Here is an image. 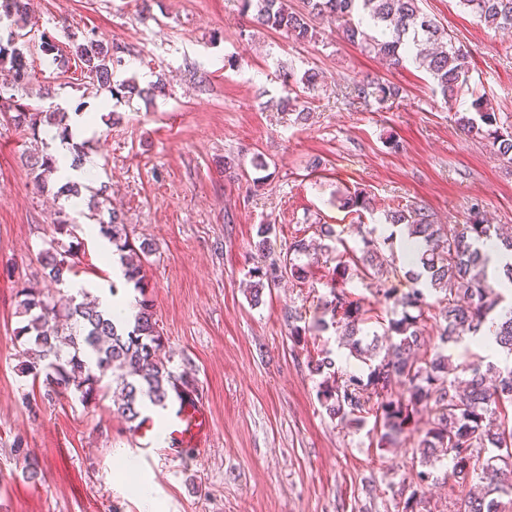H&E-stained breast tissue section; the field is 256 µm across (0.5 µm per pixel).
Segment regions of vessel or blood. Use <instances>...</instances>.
Segmentation results:
<instances>
[{"label": "vessel or blood", "instance_id": "obj_1", "mask_svg": "<svg viewBox=\"0 0 512 512\" xmlns=\"http://www.w3.org/2000/svg\"><path fill=\"white\" fill-rule=\"evenodd\" d=\"M211 431L204 404L194 397L175 395L163 409L145 415L133 438L145 456L167 460L180 451L206 447Z\"/></svg>", "mask_w": 512, "mask_h": 512}]
</instances>
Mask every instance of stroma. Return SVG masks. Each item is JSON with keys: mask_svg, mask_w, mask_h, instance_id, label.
Listing matches in <instances>:
<instances>
[{"mask_svg": "<svg viewBox=\"0 0 512 512\" xmlns=\"http://www.w3.org/2000/svg\"><path fill=\"white\" fill-rule=\"evenodd\" d=\"M39 22L29 85L0 90V512H397L392 489L419 466L417 437L382 451L368 428L331 420L317 399L310 358L331 351L340 368L357 369L334 331L309 332L294 346L288 310L305 322L320 315L334 249L322 250L304 281L284 280L251 301L252 268L281 260L297 238L320 227H381L387 206L422 205L439 224H460L472 206L512 226V165L488 140L459 126L474 95L491 103L500 131L512 132V33L486 27L457 0H422L473 68L468 90L446 103L424 69L387 67L321 22L317 42L297 43L255 26L240 0H30ZM122 48L126 75L140 87L164 80L153 101L105 100L61 72L40 49L41 34L65 45L67 33ZM313 68L318 91L303 95L307 123L276 109L281 74ZM377 78L401 87L377 103L349 97L353 83ZM28 112L58 106L69 113L110 108L79 139L95 162L88 184L107 189L134 244L152 247L144 263L169 369L194 388L212 421L209 448L182 460L143 462L113 402L85 406L74 396L45 400L21 371L25 347L16 291L54 285L40 252L60 214L79 225L106 210L66 208L56 187L37 191L24 162L47 152L12 122L15 103ZM262 158L264 168L253 165ZM362 190L372 211L355 215L337 202ZM271 224L267 251L259 225ZM77 281L91 293L113 282L95 240L80 234ZM37 456L40 480L23 474L16 443ZM449 461L417 512H456L466 491L448 479Z\"/></svg>", "mask_w": 512, "mask_h": 512, "instance_id": "obj_1", "label": "stroma"}]
</instances>
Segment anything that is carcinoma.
<instances>
[{
    "instance_id": "carcinoma-1",
    "label": "carcinoma",
    "mask_w": 512,
    "mask_h": 512,
    "mask_svg": "<svg viewBox=\"0 0 512 512\" xmlns=\"http://www.w3.org/2000/svg\"><path fill=\"white\" fill-rule=\"evenodd\" d=\"M421 0H303V9L288 8L286 0H241L242 10L253 13L258 24L291 35L298 42L318 40V19L336 26L342 38L360 52L382 56L396 69L412 59L425 69L443 97L457 96L471 79L468 54L457 47L439 22L425 14ZM459 6L474 13L489 28L512 29V0H458ZM0 69L11 73L13 83L30 82L32 63L24 52V36L36 26L25 0H0ZM43 52L53 54L58 69H69V62L81 64L88 85L106 90L120 100L128 95L151 99L165 94L158 83L144 89L130 79L120 78L123 58L119 47L105 43L90 33L72 39L69 50L51 37L41 35ZM285 95L280 110L295 114V121H308L310 112L299 108L301 93L318 89L319 73L314 68L296 77L294 70L283 73ZM352 93L359 99H396L399 87L391 82L371 80L356 83ZM14 123L32 137L40 127L58 130L61 140L68 133V113L56 107L30 114L24 105H15ZM496 121L488 100L477 98L471 111L462 113L458 123L469 134L488 139L496 154L512 164V135L493 128ZM26 165L35 173V186L44 190L57 172L49 154H30ZM342 208L362 215L371 210L370 198L349 193L339 199ZM386 223L401 226L412 242L422 248L409 254L412 268L405 271L406 287L389 283L382 260L384 250L393 249L395 232L385 235L372 228L361 236L362 246H347L342 232L321 229L342 246L336 251V265L326 281L331 299L323 303L324 317L319 331L334 329L349 356L368 366L363 376L357 371L341 372L332 352L310 359L308 368L320 377L317 397L328 417L345 426L362 427L374 418L379 431L378 446L385 449L402 437L420 434L419 449L423 469L400 485L398 512H417L420 496L433 478L429 467L443 455L450 460L448 476L461 486L473 483L479 492L468 493L457 512H502L500 496L512 495V361L480 359L466 366L454 365L449 346L468 335L485 342L493 334L495 348L512 355V302L505 303L499 275H488L489 256L481 245L490 241L512 253V237L487 222L479 208H472L461 224H436L425 208L396 205L386 211ZM99 233L120 254L124 277L140 292L138 312L131 325L118 324L100 309V304L78 295L55 297L26 287L19 292L22 314L27 316L17 336L26 345L22 372L43 377L45 396L73 394L84 405L118 390V412L128 423L140 419L144 400L155 406L176 391L189 390L188 382L174 376L160 356L163 338L157 330L154 303L145 293L142 255L149 248L129 239L123 213L113 210L109 221L99 225ZM40 262L50 281L63 284L79 263L73 248L48 249ZM360 273L366 287L385 303L387 325L383 335L366 342L362 326L381 316L352 298L347 288L349 271ZM288 273L306 279L304 267L287 258L278 263L255 266L251 274L254 302L260 291L275 286ZM330 319H325V316ZM302 313L288 310L290 337L299 345L306 328L298 326ZM439 322L437 342L428 344L421 326L428 320ZM431 348V355L420 360L416 352ZM434 420L419 428L421 414ZM16 452L24 457L25 476L36 481L42 470L36 457L17 443Z\"/></svg>"
}]
</instances>
